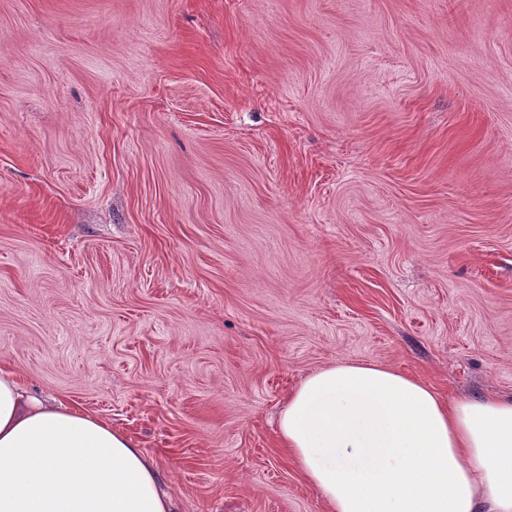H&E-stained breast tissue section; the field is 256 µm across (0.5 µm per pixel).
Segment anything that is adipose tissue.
Instances as JSON below:
<instances>
[{"label":"adipose tissue","mask_w":512,"mask_h":512,"mask_svg":"<svg viewBox=\"0 0 512 512\" xmlns=\"http://www.w3.org/2000/svg\"><path fill=\"white\" fill-rule=\"evenodd\" d=\"M330 512H512V398L443 402L367 362L307 377L278 423ZM0 512H171L139 444L0 376Z\"/></svg>","instance_id":"adipose-tissue-1"}]
</instances>
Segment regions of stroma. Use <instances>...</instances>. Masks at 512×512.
Listing matches in <instances>:
<instances>
[{
    "instance_id": "1",
    "label": "stroma",
    "mask_w": 512,
    "mask_h": 512,
    "mask_svg": "<svg viewBox=\"0 0 512 512\" xmlns=\"http://www.w3.org/2000/svg\"><path fill=\"white\" fill-rule=\"evenodd\" d=\"M341 361L512 398V0H0V370L173 512H328Z\"/></svg>"
}]
</instances>
